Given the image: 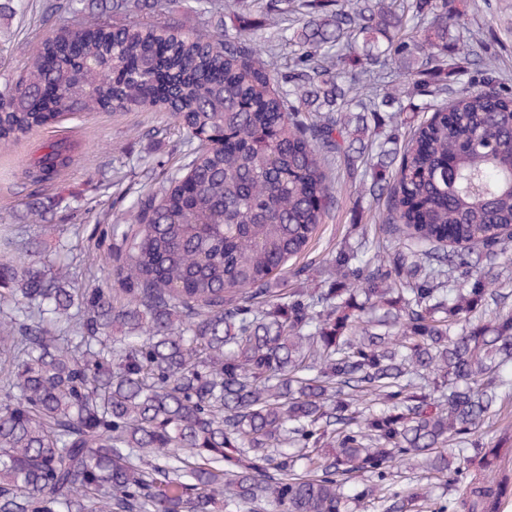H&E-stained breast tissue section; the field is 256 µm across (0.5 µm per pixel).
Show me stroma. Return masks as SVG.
<instances>
[{"instance_id":"obj_1","label":"stroma","mask_w":512,"mask_h":512,"mask_svg":"<svg viewBox=\"0 0 512 512\" xmlns=\"http://www.w3.org/2000/svg\"><path fill=\"white\" fill-rule=\"evenodd\" d=\"M468 14L479 29L484 52L496 58L508 88L512 89V0H468ZM61 14L44 11V0H25V8L0 22V84L17 79L27 57L64 22ZM74 148L70 168L50 184L34 186L22 170L43 153L50 139L45 131L0 148V236L22 225L47 243L73 238L74 217L66 203L97 201L100 209L115 213L127 209L147 189L157 186L171 171L183 166L190 145L166 112L79 113L62 121ZM32 199L55 203L52 230L32 223L25 204ZM375 203L355 187L348 189L339 207L325 217L311 242L306 262L332 258L346 243H355L354 227L367 223Z\"/></svg>"}]
</instances>
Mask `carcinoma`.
Here are the masks:
<instances>
[{
    "label": "carcinoma",
    "mask_w": 512,
    "mask_h": 512,
    "mask_svg": "<svg viewBox=\"0 0 512 512\" xmlns=\"http://www.w3.org/2000/svg\"><path fill=\"white\" fill-rule=\"evenodd\" d=\"M107 0L0 86V142L68 112L165 110L192 160L47 256L0 245V512H416L394 469L424 462L444 509L500 512L512 479L481 432L512 397V95L456 0ZM255 13L276 36L228 30ZM69 56L62 57V49ZM290 54L288 70L267 59ZM482 88L448 93L460 63ZM450 98H445V95ZM430 117L356 174L382 108ZM22 175L72 164L45 145ZM346 171L382 205L325 288L278 281ZM75 265L74 279L62 270Z\"/></svg>",
    "instance_id": "carcinoma-1"
}]
</instances>
